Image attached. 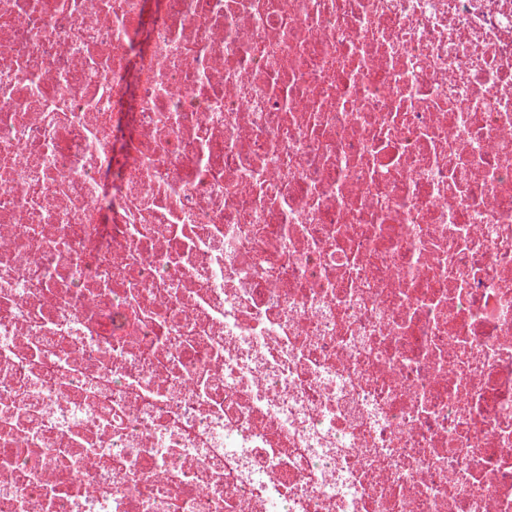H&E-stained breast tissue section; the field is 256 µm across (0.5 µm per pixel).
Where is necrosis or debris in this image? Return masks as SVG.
<instances>
[{"instance_id": "4bbe7bcc", "label": "necrosis or debris", "mask_w": 512, "mask_h": 512, "mask_svg": "<svg viewBox=\"0 0 512 512\" xmlns=\"http://www.w3.org/2000/svg\"><path fill=\"white\" fill-rule=\"evenodd\" d=\"M0 512H512V0H0Z\"/></svg>"}]
</instances>
